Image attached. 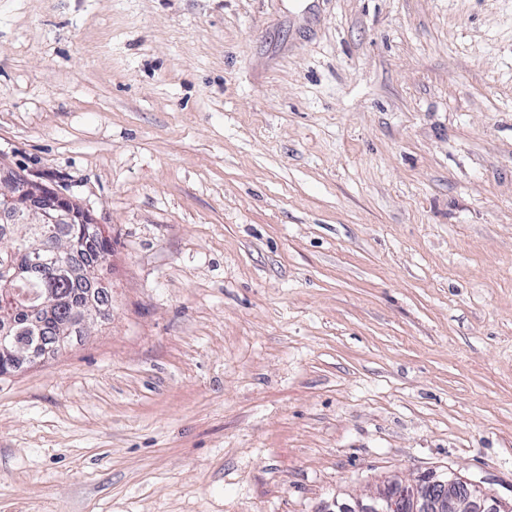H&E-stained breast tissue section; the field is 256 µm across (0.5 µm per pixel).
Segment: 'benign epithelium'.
<instances>
[{
    "label": "benign epithelium",
    "instance_id": "benign-epithelium-1",
    "mask_svg": "<svg viewBox=\"0 0 512 512\" xmlns=\"http://www.w3.org/2000/svg\"><path fill=\"white\" fill-rule=\"evenodd\" d=\"M0 215L13 224H33L35 239L41 240L53 224L79 225L78 240H69L64 249L54 251L53 263L76 264L80 245L96 233L106 237L103 225L72 199L54 192L0 164ZM41 263V247L34 245L22 252V258L0 264V355L11 356L7 344L22 332L15 320L21 303L39 311L37 295L23 290L27 273ZM321 512H512L508 504L480 483L450 472H426L412 480L397 474L385 478L365 497L335 496Z\"/></svg>",
    "mask_w": 512,
    "mask_h": 512
}]
</instances>
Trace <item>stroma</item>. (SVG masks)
Instances as JSON below:
<instances>
[{
	"mask_svg": "<svg viewBox=\"0 0 512 512\" xmlns=\"http://www.w3.org/2000/svg\"><path fill=\"white\" fill-rule=\"evenodd\" d=\"M0 163L112 243L0 512L512 499V0H0ZM479 482L455 473L426 472L413 480L385 478L365 497L336 494L320 512H511Z\"/></svg>",
	"mask_w": 512,
	"mask_h": 512,
	"instance_id": "obj_1",
	"label": "stroma"
}]
</instances>
